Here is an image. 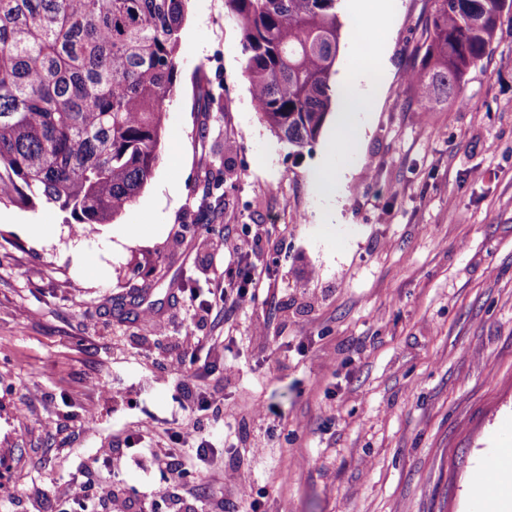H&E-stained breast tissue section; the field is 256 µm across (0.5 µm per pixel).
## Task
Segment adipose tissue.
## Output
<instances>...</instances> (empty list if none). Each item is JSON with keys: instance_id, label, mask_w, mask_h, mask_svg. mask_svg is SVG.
Returning a JSON list of instances; mask_svg holds the SVG:
<instances>
[{"instance_id": "adipose-tissue-1", "label": "adipose tissue", "mask_w": 512, "mask_h": 512, "mask_svg": "<svg viewBox=\"0 0 512 512\" xmlns=\"http://www.w3.org/2000/svg\"><path fill=\"white\" fill-rule=\"evenodd\" d=\"M393 8V0H357L354 35L364 63L343 77L338 90L339 117L329 144L333 162L316 174V184L321 193L333 192L342 162L357 148L355 129L361 114L370 112L373 106V98L366 95L363 86L381 76L386 57V48L376 33L390 21Z\"/></svg>"}]
</instances>
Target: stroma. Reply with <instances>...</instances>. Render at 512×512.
Returning a JSON list of instances; mask_svg holds the SVG:
<instances>
[{
	"mask_svg": "<svg viewBox=\"0 0 512 512\" xmlns=\"http://www.w3.org/2000/svg\"><path fill=\"white\" fill-rule=\"evenodd\" d=\"M434 7L395 0L333 198L314 174L335 115L290 152L224 0H188L161 159L134 205L81 236L58 207L0 203V512H64L76 473L112 480L130 512H492L489 463L512 448V15L463 99L426 109L407 77ZM142 223L159 233L127 240ZM244 261L254 302L198 311L191 293L210 300ZM196 421L209 456L169 482L134 435Z\"/></svg>",
	"mask_w": 512,
	"mask_h": 512,
	"instance_id": "obj_1",
	"label": "stroma"
}]
</instances>
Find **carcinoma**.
<instances>
[{
	"label": "carcinoma",
	"instance_id": "cac0c4a2",
	"mask_svg": "<svg viewBox=\"0 0 512 512\" xmlns=\"http://www.w3.org/2000/svg\"><path fill=\"white\" fill-rule=\"evenodd\" d=\"M186 0H0V202L57 206L82 227L133 205L160 158L180 73ZM410 85L424 105L460 98L509 0H435ZM341 0H224L270 130L298 152L336 90Z\"/></svg>",
	"mask_w": 512,
	"mask_h": 512
}]
</instances>
